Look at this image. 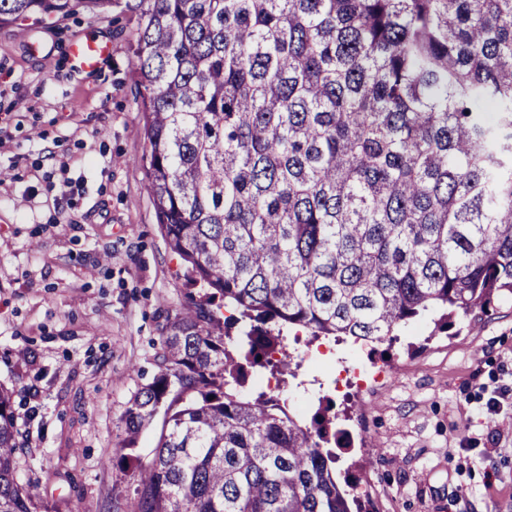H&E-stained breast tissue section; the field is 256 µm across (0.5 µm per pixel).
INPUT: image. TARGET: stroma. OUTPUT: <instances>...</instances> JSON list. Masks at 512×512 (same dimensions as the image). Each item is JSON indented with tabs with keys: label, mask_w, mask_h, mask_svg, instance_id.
I'll use <instances>...</instances> for the list:
<instances>
[{
	"label": "stroma",
	"mask_w": 512,
	"mask_h": 512,
	"mask_svg": "<svg viewBox=\"0 0 512 512\" xmlns=\"http://www.w3.org/2000/svg\"><path fill=\"white\" fill-rule=\"evenodd\" d=\"M136 31L121 5L101 20L81 10L0 26V386L15 392L17 478L41 512H126L133 476L108 460L185 303L144 189ZM77 37L110 44L97 69L68 54ZM439 317L390 343L289 345L295 376L280 395L305 425L328 408L343 434L337 475L370 512H512V428L492 436L482 412L512 386V300L445 331ZM344 364L394 376L342 397ZM491 446L492 467L468 461Z\"/></svg>",
	"instance_id": "1"
}]
</instances>
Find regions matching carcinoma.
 <instances>
[{
	"instance_id": "carcinoma-1",
	"label": "carcinoma",
	"mask_w": 512,
	"mask_h": 512,
	"mask_svg": "<svg viewBox=\"0 0 512 512\" xmlns=\"http://www.w3.org/2000/svg\"><path fill=\"white\" fill-rule=\"evenodd\" d=\"M119 0H0V25ZM144 188L188 294L110 463L127 512H351L329 420L235 392L284 330L384 342L512 297V0H136ZM229 302L239 313L225 318ZM244 323L236 344L228 325ZM150 457L137 439L158 413ZM0 387V512L15 476Z\"/></svg>"
}]
</instances>
